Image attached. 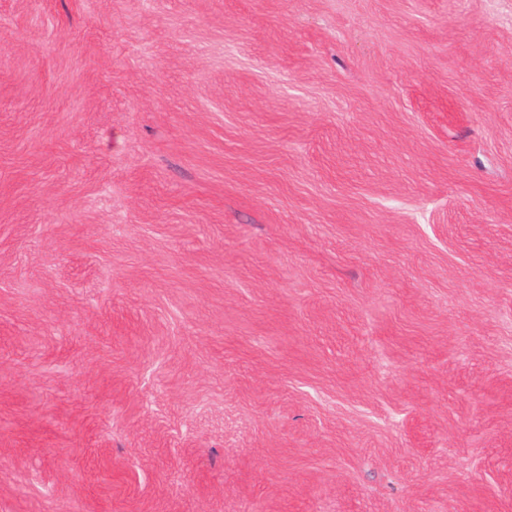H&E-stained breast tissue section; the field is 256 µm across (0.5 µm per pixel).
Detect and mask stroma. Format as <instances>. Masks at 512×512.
Masks as SVG:
<instances>
[{
  "mask_svg": "<svg viewBox=\"0 0 512 512\" xmlns=\"http://www.w3.org/2000/svg\"><path fill=\"white\" fill-rule=\"evenodd\" d=\"M0 512H512V0H0Z\"/></svg>",
  "mask_w": 512,
  "mask_h": 512,
  "instance_id": "35a3bbf8",
  "label": "stroma"
}]
</instances>
